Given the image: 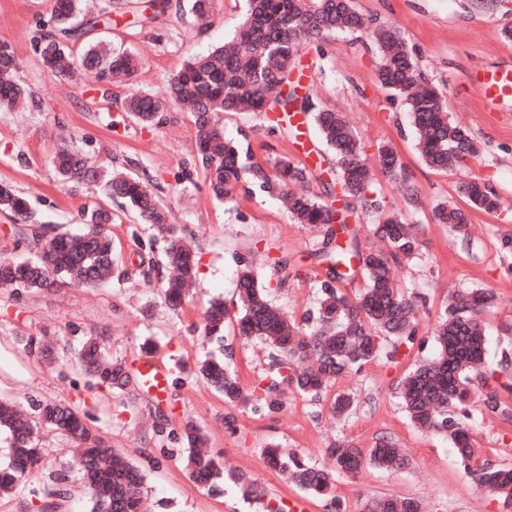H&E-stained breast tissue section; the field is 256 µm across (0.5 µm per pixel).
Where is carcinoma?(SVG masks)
Returning a JSON list of instances; mask_svg holds the SVG:
<instances>
[{
	"label": "carcinoma",
	"instance_id": "obj_1",
	"mask_svg": "<svg viewBox=\"0 0 512 512\" xmlns=\"http://www.w3.org/2000/svg\"><path fill=\"white\" fill-rule=\"evenodd\" d=\"M145 6L149 13L137 15L142 25L165 13L171 3L148 0ZM79 15V0H52L51 26L41 29L37 39L47 70L57 77L87 75L105 84L131 77L139 66L136 56L114 52L101 41L88 43L81 55H73L70 43L100 24V19L93 17L83 18L76 25L74 19ZM364 26L353 0H246L244 20L232 41L191 57L170 79L162 95L134 94L125 102L124 111L145 123L155 121L168 104L186 103L192 107L197 130L194 162L208 171V189L217 199L249 192V173L266 185L270 181L262 169L247 164L248 152L240 143L224 137L216 124L217 113H312L322 139L336 155V183L342 191L360 195L362 208L377 218L374 234L388 244L385 252L361 251L349 225L341 221L340 212L334 208V185L326 184L323 196H313L305 189L309 176L306 166L287 158L275 164V182L288 197L293 220L324 231L323 247L315 252L318 260L326 262L324 273L314 275L321 298L302 328L270 303L249 263H242L237 280V317H232L224 300L215 299L203 313V334L210 341L223 343L224 328L234 318L239 336L268 342L277 356L266 382L248 393L224 357L207 358L199 364L198 376L231 406L249 403L256 411L274 413L283 407V389L316 396L335 378L356 373L383 355L393 359L400 347L416 340V300L398 287L395 266L417 254L421 246L418 236L398 216L382 214L376 196L366 193L373 175L364 163L357 136L343 116L332 109L316 107L308 93L300 97L293 89L284 91L292 85L294 60L302 42L318 44L338 31L355 33ZM372 36L381 56L379 80L403 98L425 163L432 169L447 170L462 167L478 156L480 148L473 135L451 119L442 89L421 78L416 60L399 32L379 27ZM16 69L14 54L8 45L0 43V108H11L25 98V88L14 77ZM378 153L384 173L402 172L391 147L383 145ZM56 168L63 182L97 183L114 202L129 206L138 223L165 232L162 260L157 268L168 272L162 282L167 305L174 310L180 308L185 287L197 273V255L177 226L166 223L159 197L138 177L95 168L81 154L67 148L58 152ZM458 193L474 209L489 213L500 207L499 199L476 179L462 180ZM0 211L17 224H30L26 198L7 184L0 185ZM81 217L83 231L77 235L46 238L36 232L28 236L20 231L21 239L36 251L37 258L22 264L1 260L0 288L40 291L63 285L95 287L112 275L114 253L107 230L113 221L112 211L95 206L83 210ZM433 217L436 223L448 224L455 231L464 230L469 222L468 210L446 203L434 207ZM356 272L366 287L352 298L345 288L354 282ZM492 299L493 295L482 289L452 294L435 331L436 357L405 373L397 394L416 427L448 436L477 488L509 501L512 468L472 465L476 456L474 441L459 421V417L467 416L475 396V379L482 376L485 365L488 338L482 314ZM78 361L84 374L98 385L119 394L141 388L138 376L125 363L102 352L97 336L84 340ZM483 404L493 412L512 417V408L502 403L495 390L485 394ZM44 427L82 445L72 465L88 489L91 512H140L145 479L142 471L91 432L78 410L56 403L39 405L37 419L28 420L11 404L0 402V435L6 436L8 442L0 459V497L25 485L40 463L43 448L39 430ZM179 442V451L196 479L211 488L224 479L217 459L202 451L204 435L194 424L184 425ZM327 453L336 461L334 471L305 464L278 445L265 448L271 468L300 489L330 499L336 512H341V502L334 495L337 475L357 474L367 465L398 469L405 464L400 449L385 440L366 450L338 443L327 448ZM70 466L49 476V483L43 487L44 500L69 498ZM368 512H420V505L412 498L385 496L373 500Z\"/></svg>",
	"mask_w": 512,
	"mask_h": 512
}]
</instances>
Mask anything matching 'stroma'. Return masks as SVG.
<instances>
[{
    "label": "stroma",
    "instance_id": "stroma-1",
    "mask_svg": "<svg viewBox=\"0 0 512 512\" xmlns=\"http://www.w3.org/2000/svg\"><path fill=\"white\" fill-rule=\"evenodd\" d=\"M143 5L144 0H123L108 24L90 32V39L141 59L131 78L98 91L90 80L47 73L36 37L40 25L50 20V0H0V42L16 57V79L40 103L36 110L0 111V183L27 198L37 223L50 234L78 232L84 207L113 208L115 220L108 230L122 266L130 271L128 279L113 278L94 288H0V401L14 403L30 417L42 402L78 407L89 429L142 470L151 512H267L271 505L284 506L286 512L296 505L304 512H331L329 500L302 492L271 469L265 448L277 445L304 462L331 468L335 461L326 449L332 442L369 448L382 438L402 448L407 466L340 475L335 495L343 512H366L372 499L391 495L420 501L423 512H512V503L474 486L445 435L412 425L396 394L404 372L435 357L434 330L453 289L483 288L495 294L494 307L483 316L488 337L485 387L512 386V375L497 367L503 347L512 340V262L500 252L501 238L512 236V111L486 109L476 80L483 69L512 65V40L501 34L512 28V0H496L492 7L476 0H354L371 25L399 30L419 71L443 89L449 113L480 143L479 157L463 169L437 171L424 164L401 97L378 80L379 57L369 32L302 45L293 71L302 90L312 94L317 106L347 117L367 157L387 144L404 166L407 182L379 172L370 192L384 212L413 225L420 239L416 257L397 269L400 287L417 296L420 313L413 347L401 349L395 361H373L332 381L316 398L287 392L284 407L274 413L228 406L195 377L198 362L220 352L203 335L202 313L215 298L232 300L238 260L246 256L271 301L302 321L320 299L313 253L323 234L294 223L279 193L257 184L233 200L213 199L205 170L190 164L196 127L186 107H168L151 125L123 110L132 94H159L190 55L233 38L243 0H216L202 23L184 5L140 27L135 17ZM218 120L227 137L249 147L251 164L268 172L283 157L305 164L311 172L308 190L323 193L336 157L313 122L304 125L310 151L303 154L295 148V134L271 131L263 114L222 112ZM65 147L79 150L95 167L138 175L161 197L169 223L179 225L198 250V277L182 308L169 309L159 281L140 275V254L152 229L135 223L130 210L113 207L100 191L60 183L53 159ZM471 176L500 197L501 208L493 213L470 210V222L459 233L436 223L434 206L458 203L457 184ZM407 184L416 190L419 204L408 203ZM283 256L290 261V276L282 283L273 263ZM91 332L103 334L113 359L130 365L143 359V340L152 339L154 357L173 370L168 406L158 407L153 396L140 391L119 395L90 384L76 353L82 337ZM225 341L234 347L232 368L242 386L253 388L269 371L275 349L238 337L230 327ZM340 393L355 399L342 416L332 411ZM161 414L166 417L162 431L157 428ZM189 422L205 434L208 451L225 469L246 474L265 491L264 500L229 481L214 490L195 481L178 452L177 437ZM461 423L473 437L480 461L512 465V418L491 412L477 399ZM41 443L45 455L40 469L27 488L0 498V512H41L43 502L32 490L42 486L46 471L71 460L73 442L46 431Z\"/></svg>",
    "mask_w": 512,
    "mask_h": 512
}]
</instances>
